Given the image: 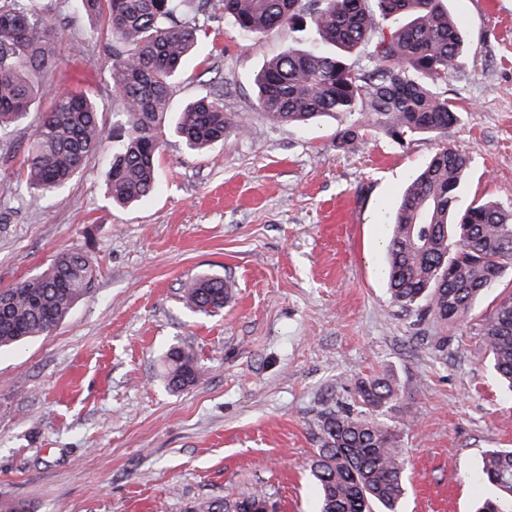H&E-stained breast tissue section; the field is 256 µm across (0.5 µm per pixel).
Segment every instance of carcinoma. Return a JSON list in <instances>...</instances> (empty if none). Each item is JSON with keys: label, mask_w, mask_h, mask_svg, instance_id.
<instances>
[{"label": "carcinoma", "mask_w": 512, "mask_h": 512, "mask_svg": "<svg viewBox=\"0 0 512 512\" xmlns=\"http://www.w3.org/2000/svg\"><path fill=\"white\" fill-rule=\"evenodd\" d=\"M59 0L36 11L28 0H0V133L21 123L36 99L30 74L59 62ZM99 20L111 57V89L120 101L126 136L112 151L109 192L128 204L156 189L172 84L195 47L196 21L184 19L187 0H77ZM306 11L322 49L284 48L255 78L259 108L279 122L308 124L333 116L343 125L337 144L354 147L375 131L400 142L445 134L458 121L445 86L462 64L464 30L445 0H197L195 16L224 15L239 37L258 43L295 23ZM401 23L385 34L380 21ZM368 48L364 69L352 52ZM103 104L67 92L43 114L22 163L29 201L36 203L78 175L108 140ZM246 118L224 111L214 97L188 103L173 129L185 146L202 151L242 136ZM469 159L439 148L405 187L390 220L385 272L391 302L453 327L471 316L478 297L512 269V208L476 202L459 208ZM96 270L78 250L59 253L38 275L0 291V350L52 332L88 292ZM229 284L218 275L185 285L189 308L209 314L224 308ZM481 336L494 372L512 394V292L482 319ZM165 380L174 389L199 377L194 352L183 345L164 355ZM358 406L329 408L318 416L317 448L309 469L319 512H396L406 494L405 457L397 426L385 415L401 401L388 374L358 381ZM472 480L493 490L478 512H512V449L483 453ZM264 491L208 499L189 512H262Z\"/></svg>", "instance_id": "carcinoma-1"}]
</instances>
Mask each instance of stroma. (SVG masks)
<instances>
[{
  "label": "stroma",
  "mask_w": 512,
  "mask_h": 512,
  "mask_svg": "<svg viewBox=\"0 0 512 512\" xmlns=\"http://www.w3.org/2000/svg\"><path fill=\"white\" fill-rule=\"evenodd\" d=\"M467 52L448 79L460 112L445 137L383 134L336 143L338 120L265 116L254 78L285 46L309 48L310 23L261 43L238 41L220 15L172 89V111L215 96L246 117L244 136L198 153L164 139L158 186L120 207L107 189L126 130L110 95L99 23L57 17L60 66L23 123L0 135V289L77 249L97 277L52 333L0 352V502L31 512H185L209 498L266 490L275 512H317L306 469L313 423L354 400L358 378L386 371L404 394L408 490L398 512H472L483 452L512 448V397L490 368L480 321L512 271L451 330L391 303L382 243L409 176L443 144L470 159L461 204L512 203V0H448ZM101 101L110 143L64 189L30 204L18 193L27 145L57 89ZM223 276L218 315L192 312L186 281ZM447 336L439 345V336ZM195 351L201 376L163 381L172 345Z\"/></svg>",
  "instance_id": "1"
}]
</instances>
